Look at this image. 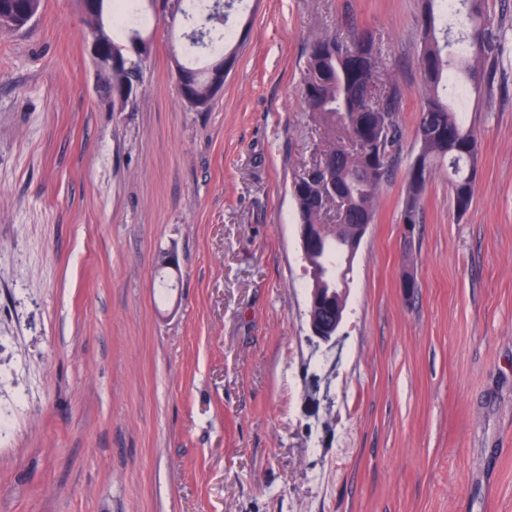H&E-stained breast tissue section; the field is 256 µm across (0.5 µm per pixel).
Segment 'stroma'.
<instances>
[{
	"label": "stroma",
	"mask_w": 512,
	"mask_h": 512,
	"mask_svg": "<svg viewBox=\"0 0 512 512\" xmlns=\"http://www.w3.org/2000/svg\"><path fill=\"white\" fill-rule=\"evenodd\" d=\"M421 10L246 0L203 112L171 62L185 22L153 21L123 112L76 0L0 37V512H512V0H489L491 92L462 110L473 205L437 168L409 235ZM363 29L402 137L327 344L291 184L330 134L301 84L312 42Z\"/></svg>",
	"instance_id": "35a3bbf8"
}]
</instances>
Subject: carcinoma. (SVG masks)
<instances>
[{
	"label": "carcinoma",
	"instance_id": "cac0c4a2",
	"mask_svg": "<svg viewBox=\"0 0 512 512\" xmlns=\"http://www.w3.org/2000/svg\"><path fill=\"white\" fill-rule=\"evenodd\" d=\"M456 22H444L446 0H423L419 64L425 93L416 116L418 152L409 168L401 220L419 219L421 197L437 167L448 165L453 209L459 216L471 208L475 196V172L479 140L466 126L448 97L481 94L490 87L487 62L496 50L488 0H459ZM43 0H0V11L20 18L26 11L41 12ZM224 0H212L187 34V62L173 57L176 74L194 99L190 108H210L216 92L211 81L218 58L224 67L234 62L225 33L216 23L224 21ZM136 19L124 18L119 0H99V10L88 17L87 33L120 55H132L140 45L149 57L152 42L145 31V16L135 7ZM380 43L372 31H356L347 40L326 35L315 40L307 56L302 95L308 109L331 128L333 140L315 162L325 171L311 179L308 170L297 174L292 195L302 224L323 223L321 193L331 189L342 195L335 233L352 236L358 225L371 224L378 192L389 174V161L401 137L399 112L403 94L394 84L380 82ZM145 61L133 67L101 75L103 92L112 108L123 111L131 94L144 83ZM345 241L320 244L314 263L344 262Z\"/></svg>",
	"mask_w": 512,
	"mask_h": 512
}]
</instances>
